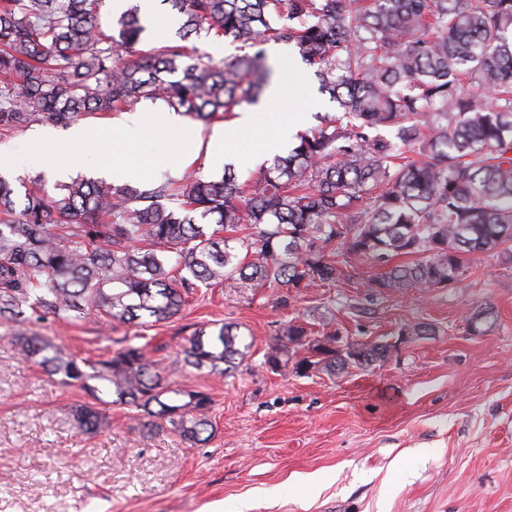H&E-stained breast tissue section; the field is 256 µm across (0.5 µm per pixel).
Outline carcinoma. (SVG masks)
I'll return each mask as SVG.
<instances>
[{"label":"carcinoma","mask_w":512,"mask_h":512,"mask_svg":"<svg viewBox=\"0 0 512 512\" xmlns=\"http://www.w3.org/2000/svg\"><path fill=\"white\" fill-rule=\"evenodd\" d=\"M183 40L202 34L244 46L284 42L315 68L336 115L239 181L193 171L175 182L106 186L77 176L52 193L41 179L20 190L0 174V320L91 314L143 325L179 314L202 286L273 284L295 293L336 283L328 245L396 264L366 287L454 288L461 255L512 262V0H161ZM97 0H0V134L43 118L68 125L158 98L208 122L258 102L274 73L247 53L191 54L161 32L143 45L141 7L102 27ZM125 336L97 359L49 337L21 334L20 354L90 401L73 410L96 433L107 406L127 407L147 434L210 439V396L176 386L189 366L222 376L251 348L213 323L184 338L176 359H152ZM307 347L293 369L330 373L369 366L390 345L336 347L292 320L266 353L273 371Z\"/></svg>","instance_id":"cac0c4a2"}]
</instances>
